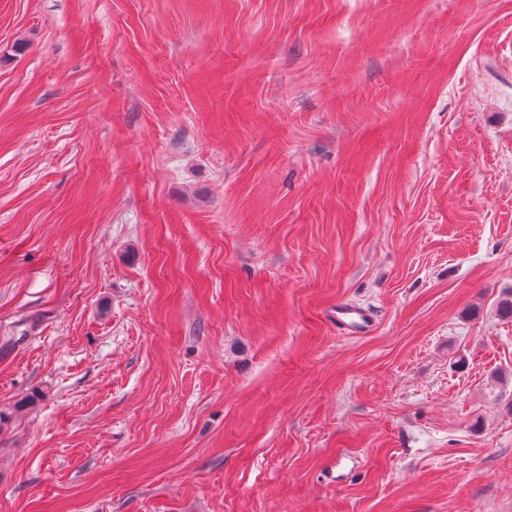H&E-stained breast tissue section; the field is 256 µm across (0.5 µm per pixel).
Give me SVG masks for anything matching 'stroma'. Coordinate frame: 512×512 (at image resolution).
<instances>
[{"instance_id": "stroma-1", "label": "stroma", "mask_w": 512, "mask_h": 512, "mask_svg": "<svg viewBox=\"0 0 512 512\" xmlns=\"http://www.w3.org/2000/svg\"><path fill=\"white\" fill-rule=\"evenodd\" d=\"M510 287L512 0H0V512H512ZM327 317L336 329L348 334H366L375 325V316L372 312L343 302L331 307Z\"/></svg>"}]
</instances>
